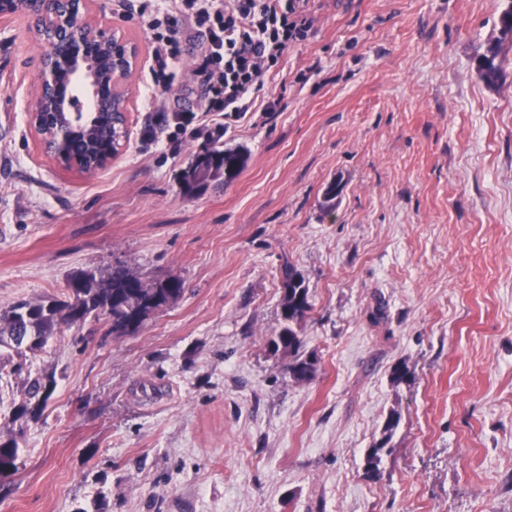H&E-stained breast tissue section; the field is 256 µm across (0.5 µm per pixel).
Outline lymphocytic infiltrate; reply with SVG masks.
<instances>
[{"label": "lymphocytic infiltrate", "instance_id": "f902f5d3", "mask_svg": "<svg viewBox=\"0 0 512 512\" xmlns=\"http://www.w3.org/2000/svg\"><path fill=\"white\" fill-rule=\"evenodd\" d=\"M135 12L155 44L159 72L179 62L180 29L204 40L192 72L203 84L200 108L161 104L156 86L147 89V106L163 122L190 135L225 134L229 119L243 118L256 102L264 76L293 44L307 40L313 17L308 0H116Z\"/></svg>", "mask_w": 512, "mask_h": 512}]
</instances>
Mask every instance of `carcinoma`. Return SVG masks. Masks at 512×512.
<instances>
[{
  "mask_svg": "<svg viewBox=\"0 0 512 512\" xmlns=\"http://www.w3.org/2000/svg\"><path fill=\"white\" fill-rule=\"evenodd\" d=\"M496 57L497 50L492 49L480 64L482 76L490 84L499 77ZM246 161L247 154L241 149H226L222 141L206 142L180 172L179 181L186 191L220 178L227 183L240 173ZM183 293L184 283L177 277L150 281L119 265L105 275L92 270L73 273L63 300L46 295L34 300L20 299L1 309L0 357L6 352L16 361L8 369L0 367V378L22 377L26 383L25 397L11 411L13 422L37 419L50 400L56 386L54 376L32 375L27 359L41 352L62 326L102 315L112 320V332L121 336L133 334L159 305L171 303ZM311 310L303 276L290 265L284 267L281 322L270 345L274 352L288 356L285 371L296 382H308L317 372L318 359L301 351L298 333L300 323ZM398 422V414L390 413L380 437L367 449L364 466L367 476L378 475L382 455L391 451L389 444ZM18 448L14 437L0 440V485L17 471Z\"/></svg>",
  "mask_w": 512,
  "mask_h": 512,
  "instance_id": "1",
  "label": "carcinoma"
}]
</instances>
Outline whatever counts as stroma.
Wrapping results in <instances>:
<instances>
[{
  "label": "stroma",
  "mask_w": 512,
  "mask_h": 512,
  "mask_svg": "<svg viewBox=\"0 0 512 512\" xmlns=\"http://www.w3.org/2000/svg\"><path fill=\"white\" fill-rule=\"evenodd\" d=\"M511 3L310 0L311 36L224 137L245 168L190 193L176 175L202 142L171 141L145 108L152 47L135 13L86 0L138 50L128 140L93 174L44 153L30 117L42 48L25 12L1 17L0 307L119 263L184 293L132 335L103 316L62 327L33 362L56 390L25 426L11 420L20 380L0 379V437L20 448L0 512H512ZM179 37L162 94L192 108L203 37ZM287 263L319 360L302 383L269 349ZM398 422V414L394 411L391 412L384 423L380 437L376 438L370 448L367 449L364 470L368 477L374 478L378 475L382 455L391 451L389 444Z\"/></svg>",
  "instance_id": "stroma-1"
}]
</instances>
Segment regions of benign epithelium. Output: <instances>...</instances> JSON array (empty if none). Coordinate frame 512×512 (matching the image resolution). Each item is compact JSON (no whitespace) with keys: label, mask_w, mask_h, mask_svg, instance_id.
Masks as SVG:
<instances>
[{"label":"benign epithelium","mask_w":512,"mask_h":512,"mask_svg":"<svg viewBox=\"0 0 512 512\" xmlns=\"http://www.w3.org/2000/svg\"><path fill=\"white\" fill-rule=\"evenodd\" d=\"M21 10L28 14L36 32L60 17L74 16L80 21L78 29L64 24L56 27L54 38L60 44L59 51L45 46L37 92L46 108L32 113V119L35 128L47 130L46 139L53 142L51 156L61 167L83 172L85 164L92 163L95 172L106 168L116 156L115 151L106 146H89L78 151L75 137L88 127L112 125V111L101 103L122 91L135 68L137 47L127 44L125 60L117 63L108 76H100L94 57L101 52L102 44L113 36L86 21L85 0H0V15H12ZM80 85L92 104L90 112L81 111L77 103Z\"/></svg>","instance_id":"benign-epithelium-1"}]
</instances>
